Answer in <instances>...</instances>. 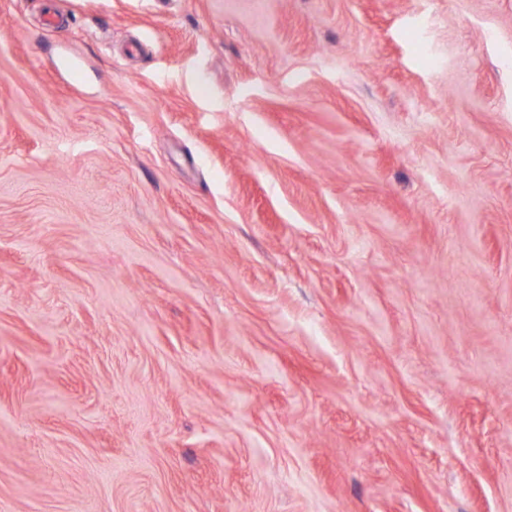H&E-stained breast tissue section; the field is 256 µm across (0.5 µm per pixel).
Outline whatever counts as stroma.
<instances>
[{
  "label": "stroma",
  "instance_id": "obj_1",
  "mask_svg": "<svg viewBox=\"0 0 512 512\" xmlns=\"http://www.w3.org/2000/svg\"><path fill=\"white\" fill-rule=\"evenodd\" d=\"M0 512H512V0H0Z\"/></svg>",
  "mask_w": 512,
  "mask_h": 512
}]
</instances>
